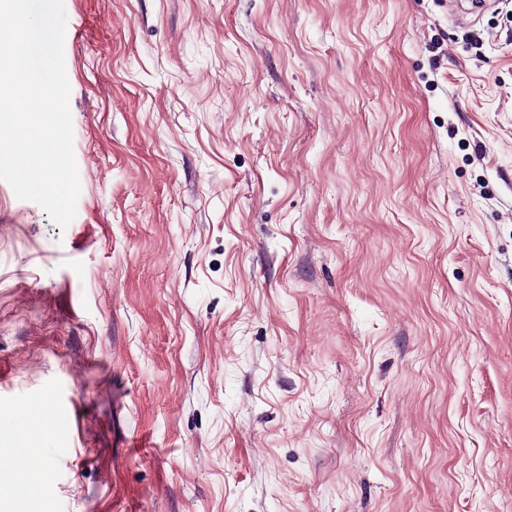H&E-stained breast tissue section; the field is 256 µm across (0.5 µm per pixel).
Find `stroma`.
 <instances>
[{
    "label": "stroma",
    "instance_id": "1",
    "mask_svg": "<svg viewBox=\"0 0 512 512\" xmlns=\"http://www.w3.org/2000/svg\"><path fill=\"white\" fill-rule=\"evenodd\" d=\"M64 6L76 216L0 180L40 512H512V0Z\"/></svg>",
    "mask_w": 512,
    "mask_h": 512
}]
</instances>
